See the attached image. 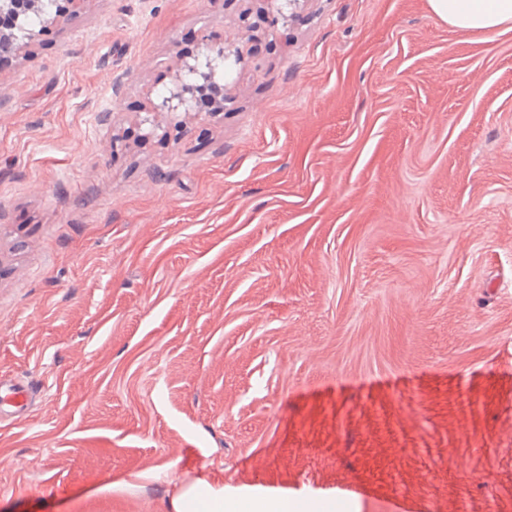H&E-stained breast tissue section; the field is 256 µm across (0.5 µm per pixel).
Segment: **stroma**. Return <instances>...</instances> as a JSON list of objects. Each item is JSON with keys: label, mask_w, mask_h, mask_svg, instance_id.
<instances>
[{"label": "stroma", "mask_w": 512, "mask_h": 512, "mask_svg": "<svg viewBox=\"0 0 512 512\" xmlns=\"http://www.w3.org/2000/svg\"><path fill=\"white\" fill-rule=\"evenodd\" d=\"M294 13L79 0L0 65V374L33 393L0 512H166L200 471L512 512V30ZM206 37L246 54L223 112L140 141Z\"/></svg>", "instance_id": "1"}]
</instances>
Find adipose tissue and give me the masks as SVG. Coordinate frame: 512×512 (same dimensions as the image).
I'll return each instance as SVG.
<instances>
[{"label": "adipose tissue", "mask_w": 512, "mask_h": 512, "mask_svg": "<svg viewBox=\"0 0 512 512\" xmlns=\"http://www.w3.org/2000/svg\"><path fill=\"white\" fill-rule=\"evenodd\" d=\"M433 12L463 32L512 29V0H430ZM168 512H323L320 502L297 496L270 497L254 490L226 492L204 477L174 486Z\"/></svg>", "instance_id": "1"}]
</instances>
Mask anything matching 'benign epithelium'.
I'll use <instances>...</instances> for the list:
<instances>
[{
  "instance_id": "obj_1",
  "label": "benign epithelium",
  "mask_w": 512,
  "mask_h": 512,
  "mask_svg": "<svg viewBox=\"0 0 512 512\" xmlns=\"http://www.w3.org/2000/svg\"><path fill=\"white\" fill-rule=\"evenodd\" d=\"M40 9V0H0V16L8 14L12 16V26L0 29V53L14 54L29 48L37 42L43 29H35L27 25V17ZM228 58L227 47L224 45H206L204 60H195L193 64H186L188 73L199 77L202 83L198 85L187 84L178 77L169 89L168 95L162 97L161 103L153 106V111H176L184 108L189 112L195 107V97L198 91L209 88L213 91L216 104L223 105L224 86L216 81V73L219 64Z\"/></svg>"
}]
</instances>
